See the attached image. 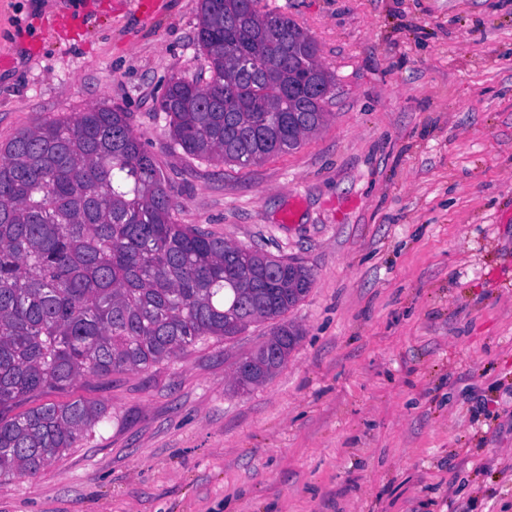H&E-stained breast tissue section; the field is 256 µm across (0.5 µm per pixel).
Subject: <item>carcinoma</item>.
Instances as JSON below:
<instances>
[{"mask_svg":"<svg viewBox=\"0 0 512 512\" xmlns=\"http://www.w3.org/2000/svg\"><path fill=\"white\" fill-rule=\"evenodd\" d=\"M209 77L173 78L159 103L193 159L256 165L326 121L336 76L309 34L248 0H200ZM160 169L119 107L44 119L0 144V480L34 476L85 440L98 402L18 406L81 379L145 371L212 337L231 338L301 301L312 273L178 224ZM300 332L276 325L237 388L281 367Z\"/></svg>","mask_w":512,"mask_h":512,"instance_id":"cac0c4a2","label":"carcinoma"}]
</instances>
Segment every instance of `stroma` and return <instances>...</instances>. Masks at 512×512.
Wrapping results in <instances>:
<instances>
[{"label":"stroma","instance_id":"35a3bbf8","mask_svg":"<svg viewBox=\"0 0 512 512\" xmlns=\"http://www.w3.org/2000/svg\"><path fill=\"white\" fill-rule=\"evenodd\" d=\"M336 76L323 127L241 168L184 155L159 101L204 71L199 0H0V143L97 105L131 115L176 223L294 259L274 320L47 402L107 414L0 512H512V0H258ZM300 332L293 325L288 323H281L276 325L269 337V341L275 342L278 350L280 360L276 365L267 363L265 357L264 344H262L258 350L251 355L249 358L253 361V372L248 376L238 377L241 375L244 368L249 363L240 361L235 367L236 385L238 390H248L251 386L258 385L270 376L275 370L280 368L288 359V355L294 349ZM273 367V368H272Z\"/></svg>","mask_w":512,"mask_h":512}]
</instances>
